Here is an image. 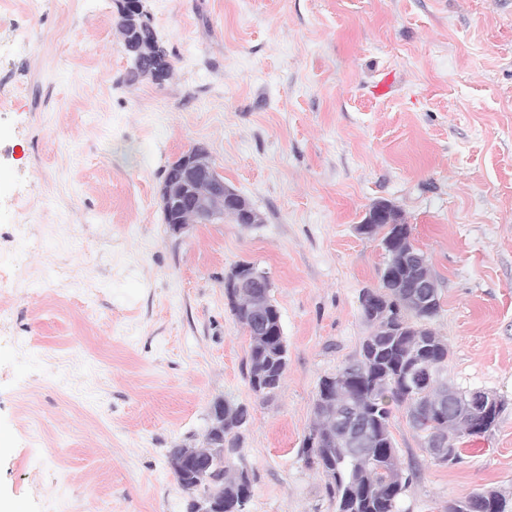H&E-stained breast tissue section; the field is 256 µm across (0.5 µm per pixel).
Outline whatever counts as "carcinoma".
Listing matches in <instances>:
<instances>
[{
  "mask_svg": "<svg viewBox=\"0 0 512 512\" xmlns=\"http://www.w3.org/2000/svg\"><path fill=\"white\" fill-rule=\"evenodd\" d=\"M116 31L131 56L127 80L162 81L172 73L170 54L141 14L125 0H118ZM224 216L238 224L261 222L250 204H227ZM164 223L200 224L203 218L185 209L166 213ZM366 237L381 236L386 255L380 285L374 296L361 303L368 334L358 356L336 372L322 377L313 404L314 424L303 440L306 463L324 479V487L336 512H399V499L412 477L400 467L398 450L390 430L392 407L406 406L412 427L422 433L423 448L438 464L457 456H436L430 439L441 435L455 444L468 434L469 415L463 392L448 381V342L428 326L440 308L436 279L424 252L411 239L407 224H359ZM250 275V287L242 288L227 304L234 319L250 337L247 378L254 395L271 400L282 386L288 367L285 337L271 332L282 327L268 273L250 262L239 264ZM426 370L421 382L412 380L419 367ZM249 419L247 406L230 399H216L198 447L199 458L185 463L189 445L168 451L169 466L193 502L211 493L219 508L213 512H248L251 479L244 469L210 462L216 448L224 456L240 446L241 430ZM480 512H512V501L501 492H481Z\"/></svg>",
  "mask_w": 512,
  "mask_h": 512,
  "instance_id": "cac0c4a2",
  "label": "carcinoma"
}]
</instances>
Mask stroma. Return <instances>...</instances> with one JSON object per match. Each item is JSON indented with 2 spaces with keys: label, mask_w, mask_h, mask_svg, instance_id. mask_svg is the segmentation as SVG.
Returning a JSON list of instances; mask_svg holds the SVG:
<instances>
[{
  "label": "stroma",
  "mask_w": 512,
  "mask_h": 512,
  "mask_svg": "<svg viewBox=\"0 0 512 512\" xmlns=\"http://www.w3.org/2000/svg\"><path fill=\"white\" fill-rule=\"evenodd\" d=\"M173 75L124 80L115 0H0V499L24 512H187L167 451L214 400L250 412L248 512H335L306 461L322 376L360 349L388 201L438 284L448 379L505 405L435 463L404 408L401 512L512 498V0H144ZM29 40L11 41L14 27ZM386 72L385 98L372 87ZM205 146L261 214L169 231L165 169ZM265 269L288 342L268 402L224 275Z\"/></svg>",
  "instance_id": "stroma-1"
}]
</instances>
